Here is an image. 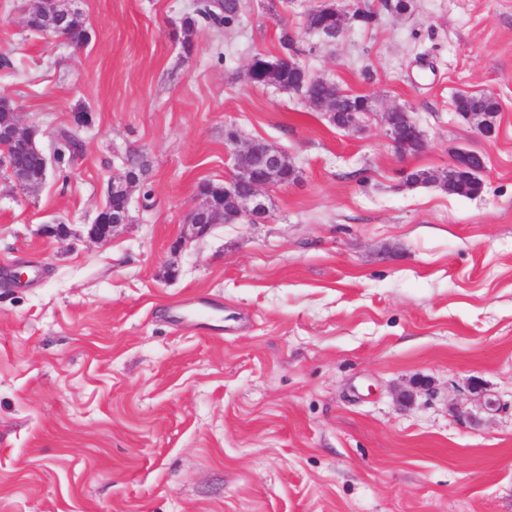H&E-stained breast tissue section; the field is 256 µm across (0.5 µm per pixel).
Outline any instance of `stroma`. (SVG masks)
I'll list each match as a JSON object with an SVG mask.
<instances>
[{"instance_id": "stroma-1", "label": "stroma", "mask_w": 512, "mask_h": 512, "mask_svg": "<svg viewBox=\"0 0 512 512\" xmlns=\"http://www.w3.org/2000/svg\"><path fill=\"white\" fill-rule=\"evenodd\" d=\"M240 3L188 32L195 0H69L76 49L0 0L22 125L51 154L93 116L39 188L0 178V512H512V0H336L374 18L333 42L316 0ZM284 30L310 75L373 99L362 129L244 79ZM485 89L490 141L454 107ZM393 105L425 151L388 142ZM232 129L298 177L265 188V221L173 253L199 185L233 171ZM458 149L485 156L480 194L406 185ZM130 160L128 224L87 243ZM401 108L402 107H394ZM404 111H406L404 109ZM396 112H383L382 113V122L386 128V133L391 145L395 148L399 153H405L406 151H410L412 153H418L425 151L428 147V142L424 132L419 128L416 120L409 112H399L404 116L405 124L414 131V139L411 144L405 142L402 138L399 127L396 125L394 121H392V116L395 115Z\"/></svg>"}]
</instances>
